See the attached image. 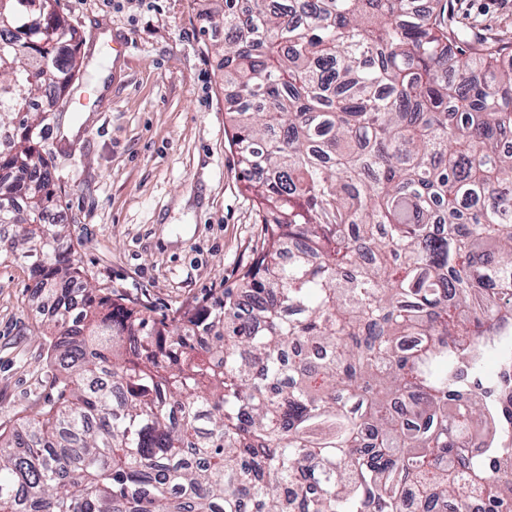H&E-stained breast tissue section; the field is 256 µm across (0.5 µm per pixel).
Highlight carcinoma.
Instances as JSON below:
<instances>
[{
    "instance_id": "carcinoma-1",
    "label": "carcinoma",
    "mask_w": 512,
    "mask_h": 512,
    "mask_svg": "<svg viewBox=\"0 0 512 512\" xmlns=\"http://www.w3.org/2000/svg\"><path fill=\"white\" fill-rule=\"evenodd\" d=\"M0 0V259L52 315L51 396L0 428V512H512V60L444 0H209L263 213L189 315L93 286L35 148L82 37Z\"/></svg>"
}]
</instances>
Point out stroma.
<instances>
[{"instance_id":"obj_1","label":"stroma","mask_w":512,"mask_h":512,"mask_svg":"<svg viewBox=\"0 0 512 512\" xmlns=\"http://www.w3.org/2000/svg\"><path fill=\"white\" fill-rule=\"evenodd\" d=\"M84 36L83 111L36 147L59 180L79 264L157 314L195 309L234 286L264 241L263 216L224 135L222 26L199 0H60ZM456 30L512 47V0H447ZM27 271L0 260V424L50 393L49 339Z\"/></svg>"}]
</instances>
